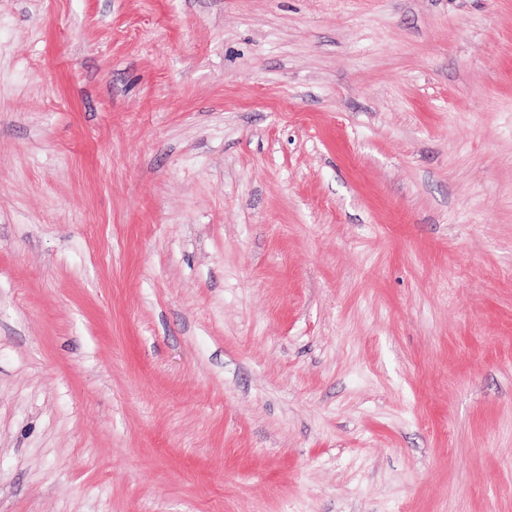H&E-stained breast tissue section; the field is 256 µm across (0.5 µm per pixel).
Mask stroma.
<instances>
[{
	"instance_id": "stroma-1",
	"label": "stroma",
	"mask_w": 512,
	"mask_h": 512,
	"mask_svg": "<svg viewBox=\"0 0 512 512\" xmlns=\"http://www.w3.org/2000/svg\"><path fill=\"white\" fill-rule=\"evenodd\" d=\"M0 512H512V0H0Z\"/></svg>"
}]
</instances>
